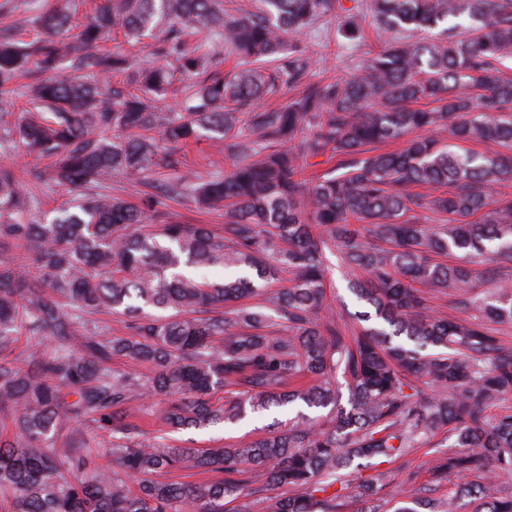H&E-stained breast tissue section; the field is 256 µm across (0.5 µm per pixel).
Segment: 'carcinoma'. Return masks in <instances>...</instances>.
Here are the masks:
<instances>
[{"label":"carcinoma","instance_id":"obj_1","mask_svg":"<svg viewBox=\"0 0 512 512\" xmlns=\"http://www.w3.org/2000/svg\"><path fill=\"white\" fill-rule=\"evenodd\" d=\"M393 40L335 82L309 79L310 56L288 35L339 11V35L361 37L362 16L341 0H101L74 25L57 0L24 42L0 33V101L36 79L28 108L0 130L14 150L54 163L33 179L65 184L68 205L29 223L33 197L0 164V412L15 436L0 443L8 512H382L390 471L345 496L336 475L392 463L442 435L431 478L460 480L445 500L400 501L394 512H512V0H370ZM116 31L153 40L147 66L102 42ZM202 38L185 48V37ZM241 66L224 73V53ZM127 77L128 86L111 81ZM193 91L162 112L175 76ZM294 92L281 107L258 101ZM207 139L235 160L203 180L182 145ZM403 139L398 151L380 146ZM494 150L476 153L465 144ZM331 167L306 175L311 159ZM141 205L104 192L153 168ZM224 206V231L160 223L157 196ZM22 246L35 268L2 257ZM371 311L344 332L326 293L325 251ZM221 266L237 275L210 281ZM290 275L276 291L269 281ZM446 299L442 315L428 296ZM257 298L237 304L243 298ZM129 318L107 338L85 316ZM38 340L21 366L18 336ZM433 347L435 353L426 349ZM115 356L152 366L119 372ZM229 389L223 403L215 396ZM161 398L170 432L235 423L289 404L297 411L242 446L187 448L129 418ZM498 408L494 415L489 409ZM91 421L102 447L79 428ZM110 458L112 466L98 464ZM206 479L169 482L159 473Z\"/></svg>","mask_w":512,"mask_h":512}]
</instances>
